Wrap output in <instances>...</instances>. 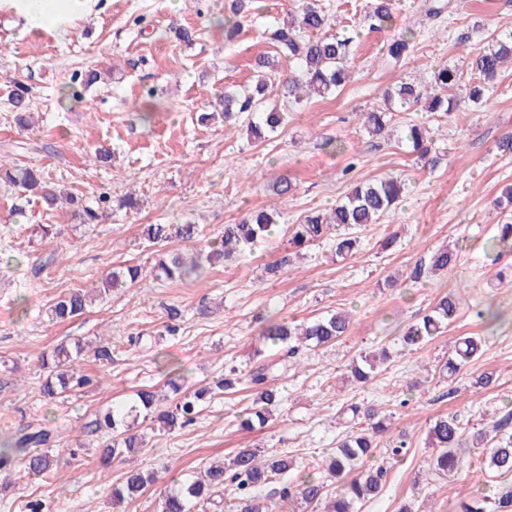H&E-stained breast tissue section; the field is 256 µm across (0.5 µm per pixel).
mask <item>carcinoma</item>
Here are the masks:
<instances>
[{
    "instance_id": "1",
    "label": "carcinoma",
    "mask_w": 512,
    "mask_h": 512,
    "mask_svg": "<svg viewBox=\"0 0 512 512\" xmlns=\"http://www.w3.org/2000/svg\"><path fill=\"white\" fill-rule=\"evenodd\" d=\"M251 0H230V14L217 20L224 29L227 41L235 40L241 32L243 19L248 12ZM395 0H372L369 17L372 27H383L392 17ZM328 24V16L320 0H302L297 14L288 21L279 24L273 30L271 39L276 50L273 56H263L256 61V67L270 73H277L282 60H287L291 73L281 83L283 105H298L312 95H329L341 86L350 74L351 44L355 36H325L323 29ZM409 42L395 40L386 46V56L397 62L409 52ZM512 59V34L501 36L494 32L485 37L483 47L469 58L471 70L479 75V83L470 87L467 95L460 97L452 92L460 76L458 71L446 64L434 68V84L439 89L436 94L423 95L416 85L404 82L385 95V108L373 110L363 115V125L371 135H381L388 129V114L394 108L410 109L420 103L430 113L440 112L452 115L456 110L469 104L480 107L486 102L487 93L493 88L504 63ZM268 83L258 82L253 87L224 89V96L217 99L214 111L202 115V118H222L231 123L243 120L248 135L259 141L264 133L272 131L282 124L285 112L274 105H266ZM15 113L16 125L24 130L28 127V107L25 101V88L14 83L10 92ZM406 139L412 145L419 159L427 158L432 150L433 139L428 127L413 124L408 128ZM0 183L19 189L40 199L47 208L56 207L59 198L71 205V218L79 224H97L110 206V198L102 196L91 202L83 195L64 192L46 183L40 170L19 167L0 162ZM405 181L394 176L381 177L354 186L343 199L327 213L312 212L305 216L300 224L291 225L289 244L303 249L321 242L331 228L344 230L336 238L335 254L338 257L353 255L359 246V237L355 230L365 224H376L380 219L392 213L401 201ZM277 211L274 209H255L249 211L235 224L224 225V234L208 243L204 251L190 259L180 253H169L159 259L151 272L158 278L182 280L197 278L201 274L203 263L209 264L235 252L253 249L267 240L277 224ZM142 235L149 242L160 244L172 239L193 244L201 235L199 225L185 222L182 224H146ZM512 243V223L498 225V234L493 237L489 250L506 247ZM457 259L453 249L442 248L430 257L428 270L432 273L448 270ZM141 267L129 266L108 273L104 287L100 292L124 285L134 284L141 276ZM87 306L85 295L77 290L60 296L53 303L49 318L53 321L73 319L84 313ZM465 306L463 297L457 293L441 296L431 313L421 320L408 325L400 337L402 350L411 353L420 349L434 336L448 326L449 320ZM350 328V316L341 311L303 324L272 322L260 332L265 345L282 347L286 354L249 375V382L255 388L256 396L250 407L245 409L240 419V427L245 430L262 428L268 422L272 408L280 403L278 390L271 385V374L286 371L297 365L293 357L303 347L320 348L334 344L346 335ZM481 346V340L475 336L461 337L452 356L442 365L440 374L450 379L471 363ZM83 354V344L75 341L60 344L54 348L51 357L41 356L42 366L49 369V375L43 383V393L52 399L75 386H89L98 380L79 371L78 366ZM388 359L385 349L374 354H361L348 365L351 377L358 383L368 382ZM209 388L202 387L193 392L183 393L169 407L156 415L160 428L171 430L192 424L200 413L201 402ZM154 405V393L140 390L135 393L131 404L109 407L95 419L98 431L112 434V440L101 450V463L108 468L112 460L126 453H134L143 447L146 436L132 432L131 424L141 413H149ZM351 416V421L364 419L361 427H351L344 439L330 450L326 459L325 473L304 472L284 484L280 491L282 501L293 498L308 507L322 512H359V506L377 496L380 492L386 472L382 466L370 465L368 461L374 453L376 436L388 429L387 417L375 407L352 404L338 413V418ZM504 421L492 425V430L481 429L473 434L476 444L485 448L488 468L503 477L512 474V439L496 438L502 431ZM465 429L456 416H443L436 419L429 430L431 445L435 453L431 460V469L437 474L461 468L458 453ZM55 442L52 429L39 427L27 428L13 437L0 448V471L18 466L24 476L45 480L58 465L59 457L51 454ZM296 466L292 457L276 453L268 456L259 454L255 448H242L230 459L229 463H213L204 474L180 484V487L162 497L159 512H204L206 504L213 501L215 490L232 492V503L227 505L231 512H272L266 500L257 496L259 489L269 483L280 482ZM155 481L151 473L130 470L123 481L107 488L112 501H133L145 492ZM458 512H512V487L503 483L493 494L480 488L476 494L459 505Z\"/></svg>"
}]
</instances>
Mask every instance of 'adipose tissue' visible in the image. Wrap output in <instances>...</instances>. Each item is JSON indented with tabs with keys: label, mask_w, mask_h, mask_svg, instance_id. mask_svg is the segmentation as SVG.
<instances>
[{
	"label": "adipose tissue",
	"mask_w": 512,
	"mask_h": 512,
	"mask_svg": "<svg viewBox=\"0 0 512 512\" xmlns=\"http://www.w3.org/2000/svg\"><path fill=\"white\" fill-rule=\"evenodd\" d=\"M94 0H0V11L9 10L24 20V33L51 31L66 36L75 17Z\"/></svg>",
	"instance_id": "obj_1"
}]
</instances>
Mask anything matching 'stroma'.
I'll return each mask as SVG.
<instances>
[{
  "mask_svg": "<svg viewBox=\"0 0 512 512\" xmlns=\"http://www.w3.org/2000/svg\"><path fill=\"white\" fill-rule=\"evenodd\" d=\"M224 3L97 0L63 37L22 36V19L0 12V155L74 192L114 200L133 192L140 201L139 211L115 210L89 227L73 223L67 210L47 209L0 185V442L29 425L49 426L58 431V451L81 449L49 479L0 486V512H26L35 500L50 512H157L178 481L241 448L285 452L306 470H320L344 430L337 411L362 400L382 409L390 427L373 458L386 470L383 489L360 512H398L405 504L414 512H456L461 499L487 486L491 472L483 449L467 444L458 474L431 475L430 425L454 415L473 432L512 407V249L495 260L485 253L505 218L495 200L512 182V155L497 148L512 134V65L477 110L446 117L415 107L394 113L379 136L368 134L363 114L382 106L397 84L429 86L434 67L458 62V33L470 34L468 48L475 51L483 32L512 31V0H445L437 16L428 14L429 0H396L392 19L377 30L366 18L370 0H322L330 32L358 33L352 76L334 94L289 109L287 124L261 142L217 119L199 122L198 115L210 111L225 86L253 81L256 59L275 53L266 31L299 0H258L259 11L229 45L214 24ZM176 28L191 29L194 44L177 42ZM402 37L411 40L408 56L389 62L386 44ZM89 71L100 72V80L89 87L77 82ZM17 80L29 89L35 120L24 132L12 116ZM69 81L77 96L63 105L58 91ZM412 123L430 127L436 166L424 165L400 142L401 130ZM101 144L112 152L105 167L91 157ZM386 175L404 179L403 201L395 214L360 229L361 246L352 257H336L328 238L267 273V265L286 254L287 225L331 208L354 184ZM280 176L295 185L285 199L271 191ZM262 207L277 209L278 224L253 250L206 266L193 281L146 274L132 287L96 298L79 317L49 320L47 310L59 295L98 287L112 268L149 267L165 251L189 252L178 241L148 246L142 225L189 220L208 240L248 209ZM41 224L55 225L56 237H40ZM391 235L395 243L383 248ZM446 246L457 247L455 264L429 275L432 253ZM449 291L461 293L467 308L417 353L401 352L404 327ZM487 307L502 321L477 319ZM174 310L179 330L169 336L164 327ZM337 310L352 315L348 335L330 349L304 352L300 366L278 378L282 401L263 428L239 426V411L254 398L245 388L215 397L181 429L158 432L151 419H139L135 429L146 434L147 446L101 470L98 455L109 437L87 435L85 424L138 389L167 393L162 358L179 363L194 387L231 368L244 378L255 366L261 320L300 322ZM465 334L481 337L480 355L447 382L438 367ZM76 339L110 341L112 362L89 351L81 358L84 373L105 378L106 388L44 396L41 355ZM382 346L390 358L377 376L363 385L351 382L350 360ZM483 372L496 374V387L475 385ZM401 440L404 455L388 456L387 448ZM133 468L159 478L140 499L113 503L104 482L119 483Z\"/></svg>",
  "mask_w": 512,
  "mask_h": 512,
  "instance_id": "obj_1",
  "label": "stroma"
}]
</instances>
